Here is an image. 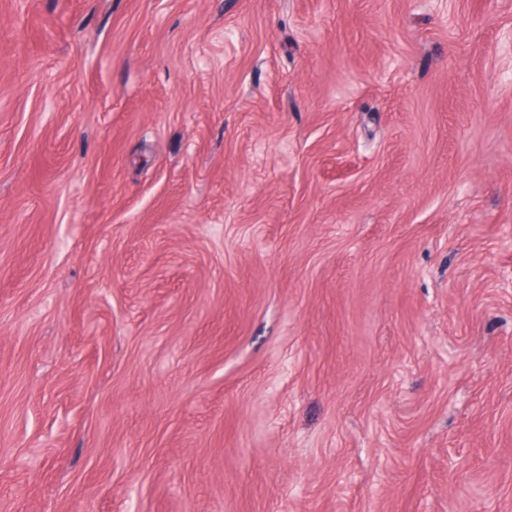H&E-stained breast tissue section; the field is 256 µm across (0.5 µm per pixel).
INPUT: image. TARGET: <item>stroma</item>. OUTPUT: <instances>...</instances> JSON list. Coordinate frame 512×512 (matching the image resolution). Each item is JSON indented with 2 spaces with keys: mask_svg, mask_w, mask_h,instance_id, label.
Listing matches in <instances>:
<instances>
[{
  "mask_svg": "<svg viewBox=\"0 0 512 512\" xmlns=\"http://www.w3.org/2000/svg\"><path fill=\"white\" fill-rule=\"evenodd\" d=\"M508 29L0 0V512H512Z\"/></svg>",
  "mask_w": 512,
  "mask_h": 512,
  "instance_id": "stroma-1",
  "label": "stroma"
}]
</instances>
